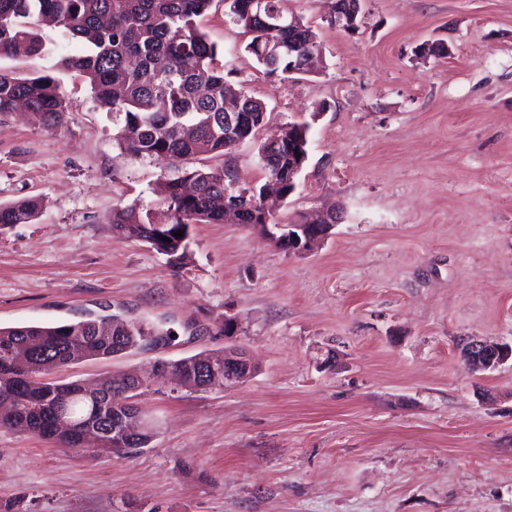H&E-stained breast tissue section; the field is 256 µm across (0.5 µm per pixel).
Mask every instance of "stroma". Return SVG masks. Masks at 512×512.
I'll return each instance as SVG.
<instances>
[{
	"label": "stroma",
	"instance_id": "35a3bbf8",
	"mask_svg": "<svg viewBox=\"0 0 512 512\" xmlns=\"http://www.w3.org/2000/svg\"><path fill=\"white\" fill-rule=\"evenodd\" d=\"M288 0L318 34L313 72L262 74L222 0L199 25L218 62L268 103L271 126L311 124L278 223L340 206L318 248L294 255L247 224H194L174 268L116 240L114 209L156 204L168 159L113 143L112 114L42 26L44 55L0 70L58 74L69 112L46 130L0 116V203L38 198L0 227V326L117 314L169 344L52 371L103 381L156 359L244 348L257 370L228 388L164 377L135 404L157 423L126 455L0 428V512H512V360L481 375L460 345H512V0ZM449 52L422 57L425 42ZM238 321L233 338L225 317ZM361 0L342 1L336 0L335 10L330 16L331 23L350 31L358 28V17L361 12ZM344 3L346 7H344ZM334 5V6H335ZM39 214V203L34 197L0 204V226L8 224H27L34 221Z\"/></svg>",
	"mask_w": 512,
	"mask_h": 512
}]
</instances>
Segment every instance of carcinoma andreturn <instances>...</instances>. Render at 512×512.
Listing matches in <instances>:
<instances>
[{
  "label": "carcinoma",
  "mask_w": 512,
  "mask_h": 512,
  "mask_svg": "<svg viewBox=\"0 0 512 512\" xmlns=\"http://www.w3.org/2000/svg\"><path fill=\"white\" fill-rule=\"evenodd\" d=\"M214 0H0V55L33 57L45 43L37 22L51 18L67 40L88 47L82 55L65 56L60 65L85 78L98 103L112 112L113 143L135 158L164 157L184 164L182 174L158 181V208L131 204L112 213L119 240L150 244L180 268L189 259V242L175 233L190 224L224 223V205L244 201L243 193L259 200L277 185L288 195V168L294 161L296 136L278 127L260 142L278 135V146L262 161L264 181L244 187L230 163L220 167L188 166L200 156L230 158L244 139L268 128L270 109L248 94L230 76L233 70L216 66V44L197 26ZM283 0H268L258 13L254 0H231L229 12L246 36L244 50L263 74L288 80V67L301 66L310 48L309 29L297 32L293 57H288V11ZM206 94L198 95L199 82ZM25 100L35 124L58 126L67 112L61 82L51 74L19 76L0 72V114L15 111ZM237 112L235 129H224V113ZM194 192H186V184ZM39 214L34 197L0 204V226L27 224ZM245 224H273V214L254 206ZM122 340L112 342V337ZM156 336L173 333L116 316L59 324L0 327V428L20 426L69 448L105 447L112 441V409L104 425L92 432L87 421L98 419L96 400L85 383L47 382L42 375L64 365L106 359L139 349ZM197 357L157 360L153 368L180 379L185 388L205 390ZM66 417L63 426L58 419Z\"/></svg>",
  "instance_id": "carcinoma-1"
}]
</instances>
